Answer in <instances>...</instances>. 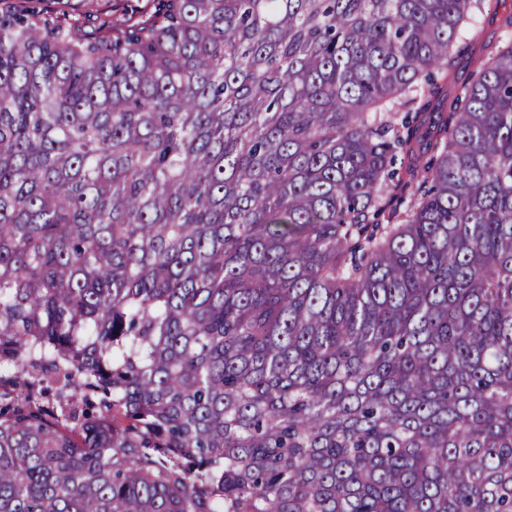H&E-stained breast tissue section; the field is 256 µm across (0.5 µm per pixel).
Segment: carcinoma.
<instances>
[{
  "mask_svg": "<svg viewBox=\"0 0 512 512\" xmlns=\"http://www.w3.org/2000/svg\"><path fill=\"white\" fill-rule=\"evenodd\" d=\"M0 6V512H512V3Z\"/></svg>",
  "mask_w": 512,
  "mask_h": 512,
  "instance_id": "carcinoma-1",
  "label": "carcinoma"
}]
</instances>
